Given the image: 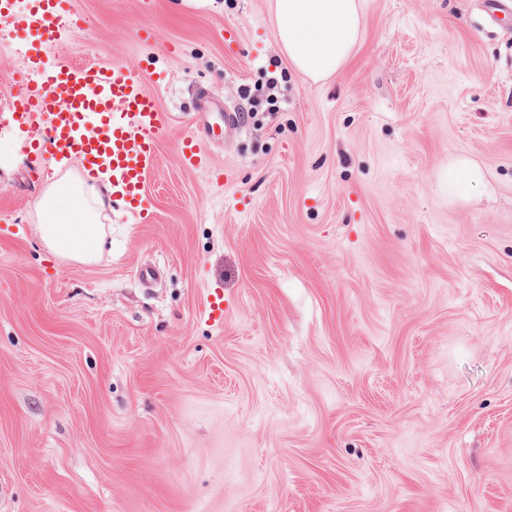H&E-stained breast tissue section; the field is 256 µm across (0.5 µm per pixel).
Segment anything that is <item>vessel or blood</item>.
Here are the masks:
<instances>
[{"instance_id": "b4317fda", "label": "vessel or blood", "mask_w": 512, "mask_h": 512, "mask_svg": "<svg viewBox=\"0 0 512 512\" xmlns=\"http://www.w3.org/2000/svg\"><path fill=\"white\" fill-rule=\"evenodd\" d=\"M11 23L33 41L24 53L17 108L29 121L45 125L55 154L80 156L92 175L110 172L113 189L138 209L166 127L138 68L65 61L46 66L42 48L56 45L67 26L64 0H39L34 10L12 15ZM89 115L96 118L90 128Z\"/></svg>"}]
</instances>
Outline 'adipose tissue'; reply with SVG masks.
Masks as SVG:
<instances>
[{
    "instance_id": "adipose-tissue-1",
    "label": "adipose tissue",
    "mask_w": 512,
    "mask_h": 512,
    "mask_svg": "<svg viewBox=\"0 0 512 512\" xmlns=\"http://www.w3.org/2000/svg\"><path fill=\"white\" fill-rule=\"evenodd\" d=\"M270 14L289 61L315 81L342 70L363 28L359 0H270ZM111 190L107 178L50 185L35 208L51 254L85 264L98 260L107 236L104 196Z\"/></svg>"
}]
</instances>
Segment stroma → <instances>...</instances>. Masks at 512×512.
Returning <instances> with one entry per match:
<instances>
[{"instance_id": "stroma-1", "label": "stroma", "mask_w": 512, "mask_h": 512, "mask_svg": "<svg viewBox=\"0 0 512 512\" xmlns=\"http://www.w3.org/2000/svg\"><path fill=\"white\" fill-rule=\"evenodd\" d=\"M360 3L314 82L269 0H67L46 64L136 65L167 123L91 265L40 240L84 167L20 120L0 17V512H512V15ZM482 177L477 166L462 159L456 160L448 164V192H462L467 185L481 181Z\"/></svg>"}]
</instances>
